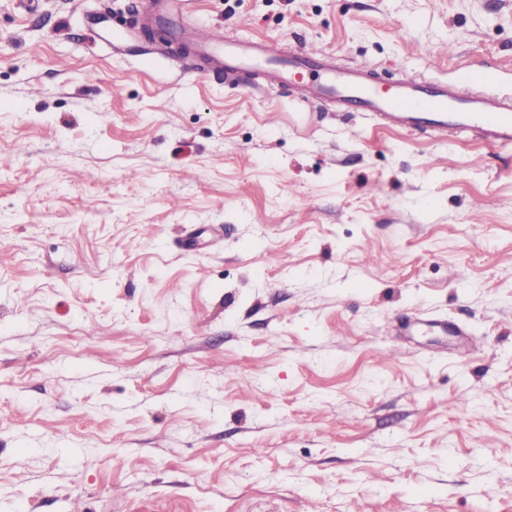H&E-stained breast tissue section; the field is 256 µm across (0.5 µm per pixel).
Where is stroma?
I'll use <instances>...</instances> for the list:
<instances>
[{
	"label": "stroma",
	"mask_w": 512,
	"mask_h": 512,
	"mask_svg": "<svg viewBox=\"0 0 512 512\" xmlns=\"http://www.w3.org/2000/svg\"><path fill=\"white\" fill-rule=\"evenodd\" d=\"M186 11L0 0V512H512V150L182 70L512 97V0Z\"/></svg>",
	"instance_id": "obj_1"
}]
</instances>
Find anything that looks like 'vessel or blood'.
Listing matches in <instances>:
<instances>
[{"instance_id":"1","label":"vessel or blood","mask_w":512,"mask_h":512,"mask_svg":"<svg viewBox=\"0 0 512 512\" xmlns=\"http://www.w3.org/2000/svg\"><path fill=\"white\" fill-rule=\"evenodd\" d=\"M195 55L194 70L203 76L232 79L242 71L256 72L270 83L299 84L305 97H327L341 108L375 113L387 126L427 129L440 138L472 133L493 146L512 149V99L475 95L474 85L486 76L479 66L462 68L453 82L430 90L415 81L383 88L366 66L342 71L322 52L284 58L268 44L224 42L215 34L202 35Z\"/></svg>"}]
</instances>
